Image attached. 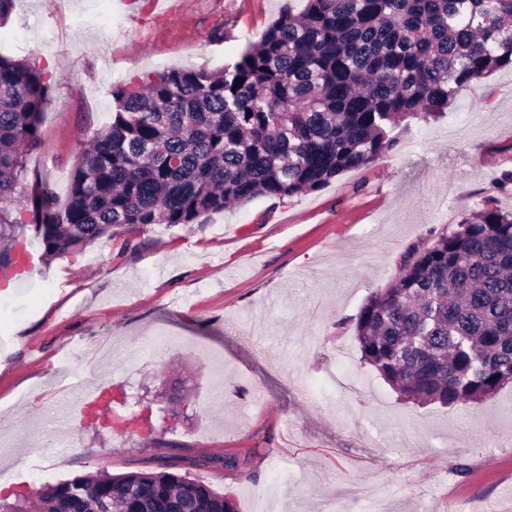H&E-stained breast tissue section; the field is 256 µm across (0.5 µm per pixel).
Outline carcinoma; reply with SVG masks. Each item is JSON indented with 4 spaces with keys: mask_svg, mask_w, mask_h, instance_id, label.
<instances>
[{
    "mask_svg": "<svg viewBox=\"0 0 512 512\" xmlns=\"http://www.w3.org/2000/svg\"><path fill=\"white\" fill-rule=\"evenodd\" d=\"M302 2L286 0L260 43L221 72L171 68L115 87L110 122L80 151L62 203L25 181L52 78L0 52V271L18 263L29 231L53 259L318 190L387 156L400 125L512 69V0ZM355 339L407 401L478 405L512 384V212L488 198L402 255L362 307ZM88 489L134 512H237L168 465L76 475L39 491L40 512H94Z\"/></svg>",
    "mask_w": 512,
    "mask_h": 512,
    "instance_id": "1",
    "label": "carcinoma"
}]
</instances>
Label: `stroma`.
Returning <instances> with one entry per match:
<instances>
[{
    "mask_svg": "<svg viewBox=\"0 0 512 512\" xmlns=\"http://www.w3.org/2000/svg\"><path fill=\"white\" fill-rule=\"evenodd\" d=\"M282 4L16 0L0 50L54 76L28 180L65 199L79 151L110 120L113 86L219 70ZM399 138L368 167L281 202L50 261L30 244L35 273L0 290L11 339L0 345V499L170 463L238 512H448L452 499L512 512V386L476 407L407 402L361 363L354 338L403 253L486 198L512 209V70ZM77 389L91 393L81 411ZM116 412L153 428L112 430Z\"/></svg>",
    "mask_w": 512,
    "mask_h": 512,
    "instance_id": "obj_1",
    "label": "stroma"
}]
</instances>
